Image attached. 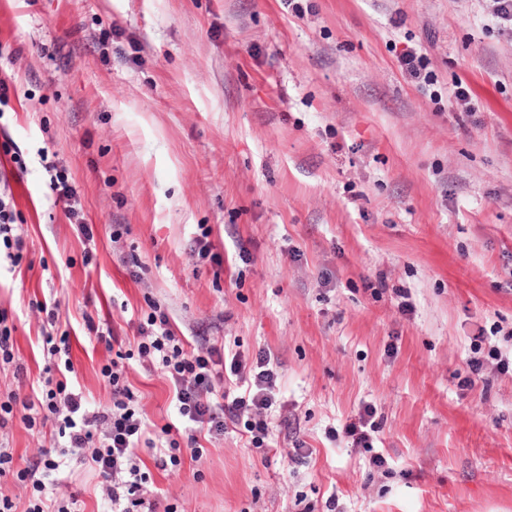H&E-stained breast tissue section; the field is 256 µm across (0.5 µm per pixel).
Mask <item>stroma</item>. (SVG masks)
I'll return each instance as SVG.
<instances>
[{
  "instance_id": "stroma-1",
  "label": "stroma",
  "mask_w": 512,
  "mask_h": 512,
  "mask_svg": "<svg viewBox=\"0 0 512 512\" xmlns=\"http://www.w3.org/2000/svg\"><path fill=\"white\" fill-rule=\"evenodd\" d=\"M289 1L0 0L17 354L38 378L54 300L94 407L112 354L81 336L87 314L125 351L153 302L246 361L270 352L299 435L263 451L230 431L177 475L141 448L177 512H326L333 493L341 512H512V372L488 357H512V37L483 0ZM410 48L432 85L400 70ZM459 77L475 113L450 98ZM50 163L94 226L91 264ZM125 366L150 418L178 423L167 381ZM368 404L374 447L328 440ZM297 439L315 453L292 466ZM65 491L71 512L111 508L91 470ZM51 190L55 194V203L63 202L71 216H75L78 213L75 208L71 205L72 201L76 200V191L71 184H69L68 178L65 176H56L55 179H51Z\"/></svg>"
}]
</instances>
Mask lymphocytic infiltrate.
<instances>
[{"label": "lymphocytic infiltrate", "mask_w": 512, "mask_h": 512, "mask_svg": "<svg viewBox=\"0 0 512 512\" xmlns=\"http://www.w3.org/2000/svg\"><path fill=\"white\" fill-rule=\"evenodd\" d=\"M15 224L14 202L0 194V262H6L13 272L20 267L25 247ZM137 332L140 360L170 384L181 432H174L169 424L157 426L114 361L101 368L112 392L110 405L90 407L67 381L75 371L70 333L61 330L58 309L47 310L41 330L43 351L63 359L65 378H45L32 394L0 403V427L18 417L27 426L56 432L62 440L59 451L44 448L22 463L0 450V477L13 473L31 484L25 512H69L52 479L64 460L88 463L98 470L112 512H172L170 505L149 496L145 489L140 447L153 450L160 467L176 474L185 461L200 460L201 436L216 439L238 428L247 444L258 448L283 425V418L272 412L278 371L270 353L259 352L250 367L238 355L226 352L222 341L193 347L178 333L169 314L158 307L139 323ZM178 447L188 450L189 459L172 456V449Z\"/></svg>", "instance_id": "lymphocytic-infiltrate-1"}]
</instances>
